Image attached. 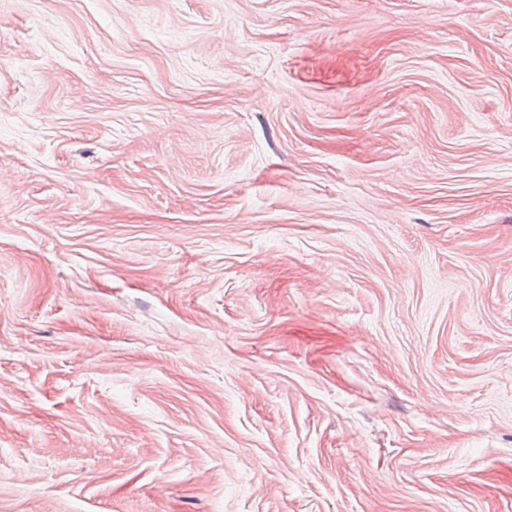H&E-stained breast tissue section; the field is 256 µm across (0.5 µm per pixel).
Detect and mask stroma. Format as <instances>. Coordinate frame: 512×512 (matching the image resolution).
<instances>
[{"label": "stroma", "mask_w": 512, "mask_h": 512, "mask_svg": "<svg viewBox=\"0 0 512 512\" xmlns=\"http://www.w3.org/2000/svg\"><path fill=\"white\" fill-rule=\"evenodd\" d=\"M0 512H512V0H0Z\"/></svg>", "instance_id": "1"}]
</instances>
